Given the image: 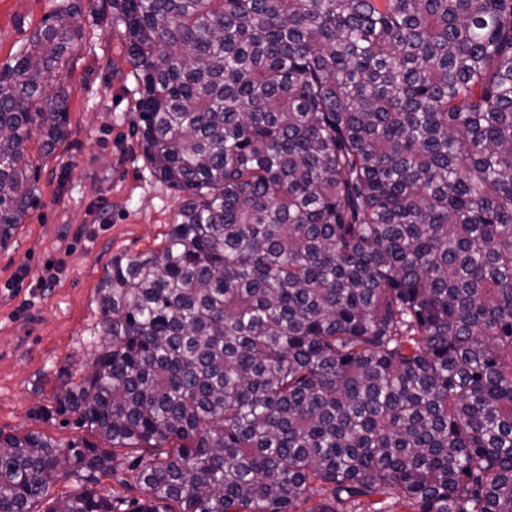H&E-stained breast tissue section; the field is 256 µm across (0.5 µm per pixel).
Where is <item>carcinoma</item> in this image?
<instances>
[{
	"label": "carcinoma",
	"mask_w": 512,
	"mask_h": 512,
	"mask_svg": "<svg viewBox=\"0 0 512 512\" xmlns=\"http://www.w3.org/2000/svg\"><path fill=\"white\" fill-rule=\"evenodd\" d=\"M162 247L56 396L149 448L0 432V512H512V0H110ZM67 0L0 65V247L54 153ZM58 478L79 484L52 498ZM320 487L329 497L309 504ZM117 456L114 461L112 473L107 476L101 477L100 484L96 489L105 495H112L115 493L123 498H142V490L137 481L138 469L133 467L135 458L134 456L147 457L150 455L151 450L140 448L137 453L132 450L117 451Z\"/></svg>",
	"instance_id": "cac0c4a2"
}]
</instances>
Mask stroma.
<instances>
[{"label": "stroma", "mask_w": 512, "mask_h": 512, "mask_svg": "<svg viewBox=\"0 0 512 512\" xmlns=\"http://www.w3.org/2000/svg\"><path fill=\"white\" fill-rule=\"evenodd\" d=\"M60 0H0V63L10 58ZM84 36L67 77L68 140L38 160L40 202L0 248V430L38 431L66 444L97 442L74 417L54 414L55 396L76 384L109 340L97 289L113 257L159 248L181 198L152 176L133 126L137 83L118 55L122 35L105 0H82ZM148 449L118 451L101 493L141 498L134 467Z\"/></svg>", "instance_id": "1"}]
</instances>
